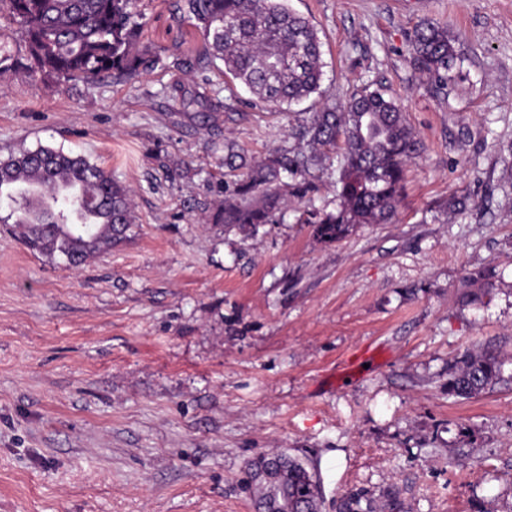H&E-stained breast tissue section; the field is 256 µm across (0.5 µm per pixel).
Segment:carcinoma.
<instances>
[{"label": "carcinoma", "instance_id": "1", "mask_svg": "<svg viewBox=\"0 0 512 512\" xmlns=\"http://www.w3.org/2000/svg\"><path fill=\"white\" fill-rule=\"evenodd\" d=\"M21 24L28 62L20 63L0 47V80L25 73L30 78H63L93 83L108 72L132 80L156 69L159 50L142 40L144 15L137 0H0ZM180 10L196 21L204 55L224 62V74L258 99L290 106L318 92L323 75L321 42L314 26L291 11L287 0H182ZM414 70L444 89L462 77L455 38L448 29L427 23L408 48ZM303 146L256 160L232 141L224 142L221 198L205 223L237 229L249 237L283 221L291 199L312 200L318 191L310 169L341 150L333 208L311 207L297 223L312 227L323 243L345 238L357 224H385L395 215L404 192L405 168L422 149L397 100L363 87L341 107L312 114L300 130ZM19 212L15 231L24 245L54 260L79 267L126 237L134 223L129 190L82 155L40 146L0 159V196ZM495 267L467 273L476 301L493 290ZM504 359L484 348L466 351L448 367V394L473 398L504 380ZM288 466V493L306 512H319L317 478L287 455L259 457L249 479L258 501L270 489L254 480L266 465ZM379 503L364 489L351 491L342 512H386L397 492Z\"/></svg>", "mask_w": 512, "mask_h": 512}]
</instances>
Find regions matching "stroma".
<instances>
[{
    "mask_svg": "<svg viewBox=\"0 0 512 512\" xmlns=\"http://www.w3.org/2000/svg\"><path fill=\"white\" fill-rule=\"evenodd\" d=\"M325 63L283 110L200 54L176 0H142L162 68L95 84L0 81V158L81 154L133 192L127 239L72 269L26 248L0 206V512H257L247 467L284 453L340 494L399 512H512V380L463 399L449 362L482 346L512 377V0H289ZM455 37L442 89L407 60ZM399 94L424 150L386 224L317 242L288 210L244 237L203 223L224 143L261 159L362 87ZM460 211L443 209L448 198ZM496 286L468 303V270ZM387 362L339 370L375 346ZM455 38L448 29L427 23L416 30L408 48V60L415 71L429 76L440 88L460 79L459 54L454 46ZM386 504H380L371 493L364 489L351 491L345 495L342 502L343 512H385L386 508L394 509L397 504V492L389 489L383 493ZM365 503V507H363ZM387 506V507H386Z\"/></svg>",
    "mask_w": 512,
    "mask_h": 512,
    "instance_id": "obj_1",
    "label": "stroma"
}]
</instances>
